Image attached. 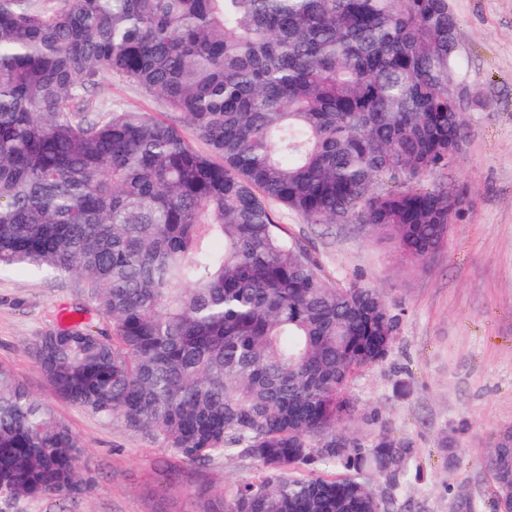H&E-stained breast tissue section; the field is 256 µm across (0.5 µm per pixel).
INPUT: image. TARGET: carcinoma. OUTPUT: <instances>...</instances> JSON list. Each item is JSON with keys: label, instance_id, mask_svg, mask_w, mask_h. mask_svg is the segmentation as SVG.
<instances>
[{"label": "carcinoma", "instance_id": "1", "mask_svg": "<svg viewBox=\"0 0 512 512\" xmlns=\"http://www.w3.org/2000/svg\"><path fill=\"white\" fill-rule=\"evenodd\" d=\"M457 28L449 0H0V271L82 281L112 321L35 340L53 391L186 461L251 458L225 512H389L375 484L421 480L416 450L351 436L347 389L396 316L269 203L438 251L465 203L428 183L463 142ZM105 76L182 124L97 105ZM79 455L0 364V500L83 494ZM484 469L467 512H512L511 427Z\"/></svg>", "mask_w": 512, "mask_h": 512}]
</instances>
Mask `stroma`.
<instances>
[{"label": "stroma", "instance_id": "stroma-1", "mask_svg": "<svg viewBox=\"0 0 512 512\" xmlns=\"http://www.w3.org/2000/svg\"><path fill=\"white\" fill-rule=\"evenodd\" d=\"M458 19L465 140L455 165L434 181L469 201L446 244L419 264L367 224H311L273 210L333 282L381 290L396 315L387 359L348 389L363 439L387 432L411 442L423 481L393 494V512H453L457 497L484 503L483 463L491 438L512 426V0H450ZM96 99L111 109L165 115L135 84L101 80ZM112 332L82 282L33 270L0 271V364L69 425L81 446L88 485L77 497L0 500V512H217L253 460L215 455L191 463L120 418L103 420L59 397L42 377L32 345L63 315ZM454 434L462 461L440 447Z\"/></svg>", "mask_w": 512, "mask_h": 512}]
</instances>
